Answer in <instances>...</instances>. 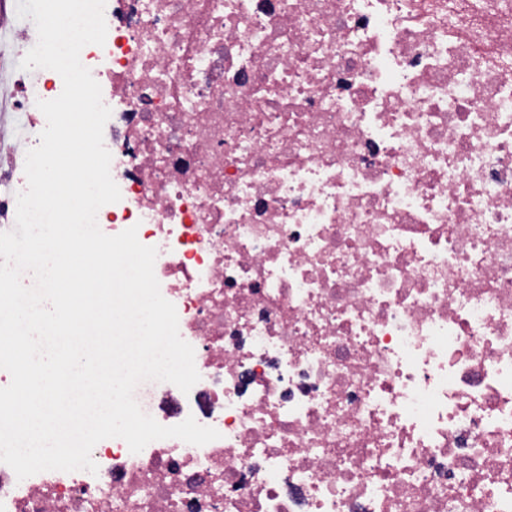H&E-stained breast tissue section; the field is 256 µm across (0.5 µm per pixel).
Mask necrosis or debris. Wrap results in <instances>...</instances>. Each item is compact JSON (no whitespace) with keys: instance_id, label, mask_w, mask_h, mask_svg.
Listing matches in <instances>:
<instances>
[{"instance_id":"1","label":"necrosis or debris","mask_w":512,"mask_h":512,"mask_svg":"<svg viewBox=\"0 0 512 512\" xmlns=\"http://www.w3.org/2000/svg\"><path fill=\"white\" fill-rule=\"evenodd\" d=\"M80 53L118 202L200 375L141 382L220 437L18 479L0 512H512V0H106ZM0 133L16 220L41 100Z\"/></svg>"}]
</instances>
